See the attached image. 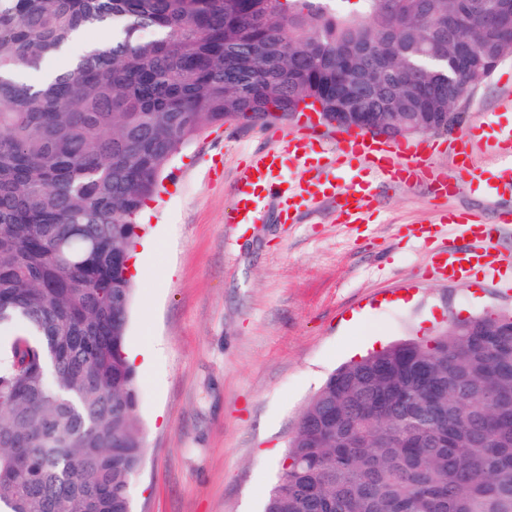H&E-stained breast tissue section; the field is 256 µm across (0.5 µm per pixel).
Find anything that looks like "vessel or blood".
I'll return each mask as SVG.
<instances>
[{"label":"vessel or blood","instance_id":"b4317fda","mask_svg":"<svg viewBox=\"0 0 512 512\" xmlns=\"http://www.w3.org/2000/svg\"><path fill=\"white\" fill-rule=\"evenodd\" d=\"M512 155V128L494 137H478L476 128H468L455 150L454 178L434 176L427 148L388 140L358 130L336 134L335 146H327L315 126H303L279 137L276 145L255 152L244 166L233 192L232 204L225 214L229 224H253L259 218L260 203L276 200L280 220L295 223L306 208L331 202L333 215L342 224L366 221L365 205L372 196L376 180L410 188L421 178L435 180V196L445 199L460 193H478L491 198L512 197V173L485 179L474 160L475 152ZM296 163L306 174L305 180L284 186L279 174L283 163ZM350 166L348 181H337L334 172ZM440 231L459 229L468 236L467 247L450 244L436 247L426 258L428 274L438 281H469L482 277L497 285L505 273L512 272V258L496 247L495 231L465 216L440 215Z\"/></svg>","mask_w":512,"mask_h":512}]
</instances>
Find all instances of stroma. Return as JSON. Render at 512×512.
<instances>
[{
	"label": "stroma",
	"mask_w": 512,
	"mask_h": 512,
	"mask_svg": "<svg viewBox=\"0 0 512 512\" xmlns=\"http://www.w3.org/2000/svg\"><path fill=\"white\" fill-rule=\"evenodd\" d=\"M512 94V56L455 104L465 123ZM289 120L205 129L170 167L142 224L145 280L134 283L127 345L152 342L137 377L144 465L134 512H262L299 417L346 362L453 320L512 314V290L437 282L422 262L436 218L429 183L379 187L366 224L314 207L281 224L224 221L239 169Z\"/></svg>",
	"instance_id": "obj_1"
}]
</instances>
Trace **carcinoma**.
<instances>
[{
  "instance_id": "carcinoma-1",
  "label": "carcinoma",
  "mask_w": 512,
  "mask_h": 512,
  "mask_svg": "<svg viewBox=\"0 0 512 512\" xmlns=\"http://www.w3.org/2000/svg\"><path fill=\"white\" fill-rule=\"evenodd\" d=\"M0 0V512H132L145 451L125 355L139 217L171 161L227 120L319 103L348 71L427 132L443 58L512 41L483 0ZM107 30L61 74L42 60ZM143 29L153 37L143 39ZM511 316L454 321L334 371L288 440L263 512H512Z\"/></svg>"
}]
</instances>
